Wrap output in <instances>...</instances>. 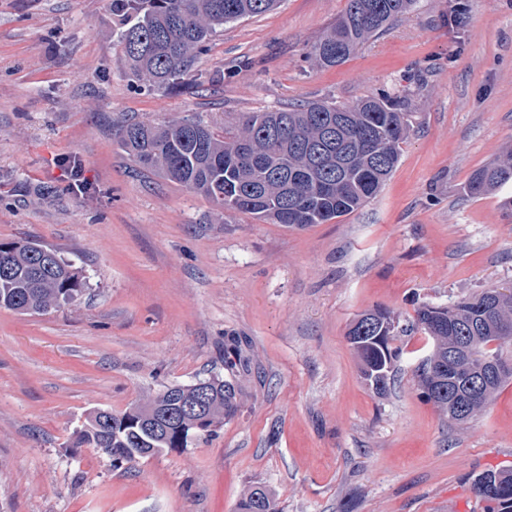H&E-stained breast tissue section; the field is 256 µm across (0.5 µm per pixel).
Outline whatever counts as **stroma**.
Segmentation results:
<instances>
[{
  "label": "stroma",
  "mask_w": 512,
  "mask_h": 512,
  "mask_svg": "<svg viewBox=\"0 0 512 512\" xmlns=\"http://www.w3.org/2000/svg\"><path fill=\"white\" fill-rule=\"evenodd\" d=\"M108 4L0 0V242L43 240L86 277L72 306L0 308V512H237L252 485L280 512H485L472 479L512 469V382L448 421L417 387L432 341L411 324L420 305L512 289V183L468 192L512 145V0H416L329 68L304 56L347 0H281L218 29L192 88L167 94L132 88ZM381 92L408 114L396 170L304 229L222 209L113 135ZM378 307L407 329L382 395L346 337ZM231 335L252 370L221 428L130 469L76 447L89 411L223 372Z\"/></svg>",
  "instance_id": "obj_1"
}]
</instances>
